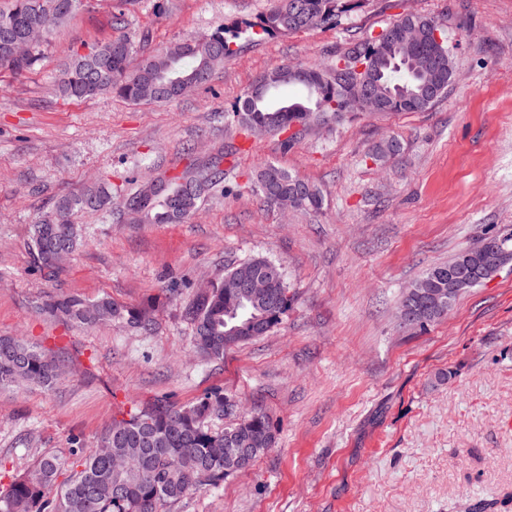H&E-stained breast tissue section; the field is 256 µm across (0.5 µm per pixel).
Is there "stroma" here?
Instances as JSON below:
<instances>
[{
    "instance_id": "35a3bbf8",
    "label": "stroma",
    "mask_w": 512,
    "mask_h": 512,
    "mask_svg": "<svg viewBox=\"0 0 512 512\" xmlns=\"http://www.w3.org/2000/svg\"><path fill=\"white\" fill-rule=\"evenodd\" d=\"M269 0H136L128 16L152 52L191 34L242 28L211 80L164 105L112 94L60 97L73 53L118 36L108 4L80 10L36 68L0 74V336L39 343L67 373L49 390L0 393V491L38 457L95 447L116 420L185 406L220 388L235 407L220 430L264 410L276 444L223 486L166 512H461L512 492V265L425 328L400 327L401 296L486 230L512 227V0H353L334 25L248 34ZM413 12L454 45L455 74L427 110H359L284 147L243 140L230 114L278 66H326L352 42ZM402 148L374 160L389 137ZM224 151L238 183L182 224H130L77 211L82 244L43 266L28 228L93 182L181 172ZM321 188V210H284L254 188L265 164ZM278 260L293 303L268 335L223 359L197 352L185 315L199 286L250 256ZM107 294L156 302L145 334L38 312L42 301ZM450 371L451 379L435 376Z\"/></svg>"
}]
</instances>
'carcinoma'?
Returning <instances> with one entry per match:
<instances>
[{
	"label": "carcinoma",
	"instance_id": "carcinoma-1",
	"mask_svg": "<svg viewBox=\"0 0 512 512\" xmlns=\"http://www.w3.org/2000/svg\"><path fill=\"white\" fill-rule=\"evenodd\" d=\"M89 0H7L0 6V71L19 75L41 60V47L56 28L69 21ZM346 0H270L259 22L265 35L285 34L336 23L347 11ZM417 38L413 42L395 36L393 25L374 38L353 44L329 69L307 65L277 67L264 74L243 97L232 123L245 136L265 133L284 135L291 145L298 135L293 126L341 121L348 109L336 102L359 86L370 87L389 102L387 113L421 112L419 102L425 83H435L444 93L451 82L453 46L436 44L434 18L410 14ZM31 32L44 38L28 42V50L17 55L14 44ZM239 30L218 29L190 36L165 50L137 58L140 40L123 32L105 42L87 46L72 55L55 74V89L66 98L84 99L115 93L132 103H164L182 96L189 86L209 81L214 70L233 53ZM363 65L364 71L357 70ZM300 86L301 98H271V93ZM224 154L208 163L187 168L172 178L148 180L123 190L127 220L146 224H181L200 207L203 199L231 189L226 182ZM257 191L267 203L288 202L292 208L318 210L323 195L317 185L274 164L257 174ZM117 188L95 184L78 195L60 198L54 212L31 225V247L46 266L57 264L62 254H72L77 231L70 221L75 211L112 208ZM497 264L482 266L481 257L462 249L445 263L432 266L411 286L405 298L418 310L420 324L448 314L452 304L469 289L491 279L512 262V230L493 236ZM462 286L448 293V269ZM280 264L254 256L224 269V278L203 288L186 314L194 327L198 350L221 360L232 347L269 334L280 324L292 303L285 281L272 279L265 294L241 288L255 275ZM56 316L85 327L119 321L141 332L154 329L151 306H129L109 295L86 301L67 296L47 303ZM62 373V363L42 346L15 337L0 336V389L16 386L49 387ZM224 390L214 388L188 406L157 405L121 420L119 431L108 429L94 448L69 449L81 456V470L58 482L66 465L59 455H43L28 473L13 480L0 492V512H163L168 505L199 488H218L233 472L242 449L254 461L275 444L268 415L255 409L220 431L209 422L224 416Z\"/></svg>",
	"mask_w": 512,
	"mask_h": 512
}]
</instances>
